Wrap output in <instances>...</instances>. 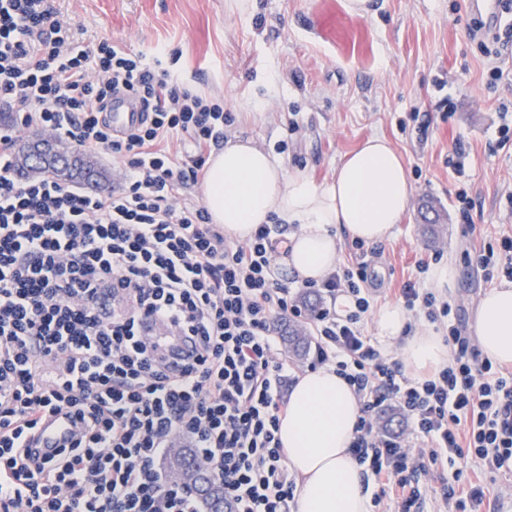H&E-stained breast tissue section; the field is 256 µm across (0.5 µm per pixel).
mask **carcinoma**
Here are the masks:
<instances>
[{"label": "carcinoma", "instance_id": "obj_1", "mask_svg": "<svg viewBox=\"0 0 512 512\" xmlns=\"http://www.w3.org/2000/svg\"><path fill=\"white\" fill-rule=\"evenodd\" d=\"M34 149L36 146L33 145L18 151L13 172L20 180L52 179L96 190L107 181L103 170L78 153L70 158L46 156L36 163L25 162V157ZM284 339L297 354L302 353L308 344L307 334L299 325L288 326V335ZM171 466L183 475L184 482L193 485V492L202 500L204 512L231 510L230 504L224 501V491L217 483L210 464L201 454L190 448L178 449L171 456Z\"/></svg>", "mask_w": 512, "mask_h": 512}]
</instances>
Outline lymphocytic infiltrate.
I'll use <instances>...</instances> for the list:
<instances>
[{
  "label": "lymphocytic infiltrate",
  "mask_w": 512,
  "mask_h": 512,
  "mask_svg": "<svg viewBox=\"0 0 512 512\" xmlns=\"http://www.w3.org/2000/svg\"><path fill=\"white\" fill-rule=\"evenodd\" d=\"M121 91L147 118L118 138L104 110ZM0 104L14 115L0 130V512H203L162 467L176 447L208 458L232 512H294L279 326L303 315L314 326L308 369L333 367L358 399L349 453L375 502L424 512L425 479L445 501L498 512L479 477L441 474L459 459L512 476V372L480 356L448 300L415 280L400 288L452 350L450 364L408 377L363 331L374 303L364 265L288 284L276 274L278 225L238 241L203 205L181 202L234 122L223 102L191 92L159 57L106 40L75 46L53 0H0ZM31 126L111 153L124 186L93 194L16 179L14 133ZM307 295L322 307L304 310ZM149 319L190 339L194 356L174 359L146 333ZM63 410L82 432L36 464L27 436ZM388 410L401 430L383 424Z\"/></svg>",
  "instance_id": "f902f5d3"
}]
</instances>
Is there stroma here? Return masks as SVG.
<instances>
[{
    "label": "stroma",
    "instance_id": "35a3bbf8",
    "mask_svg": "<svg viewBox=\"0 0 512 512\" xmlns=\"http://www.w3.org/2000/svg\"><path fill=\"white\" fill-rule=\"evenodd\" d=\"M79 46L109 39L135 52H176L185 86L233 113L230 133L278 153L286 171L330 177L369 136L402 154L414 188L393 235L356 249L342 238L339 265L365 264L377 304L435 257L452 263L447 294L473 328L477 304L499 286L477 262L512 236V139L497 135L498 106L512 81L489 84L484 43L467 0H371L352 16L346 0H56ZM253 102L263 112L248 111ZM470 154L465 175L448 166L455 146ZM473 204L460 213L458 189ZM433 204L440 230L424 231Z\"/></svg>",
    "mask_w": 512,
    "mask_h": 512
}]
</instances>
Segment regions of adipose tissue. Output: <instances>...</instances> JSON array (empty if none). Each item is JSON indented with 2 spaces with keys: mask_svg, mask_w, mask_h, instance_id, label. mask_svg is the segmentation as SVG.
Wrapping results in <instances>:
<instances>
[{
  "mask_svg": "<svg viewBox=\"0 0 512 512\" xmlns=\"http://www.w3.org/2000/svg\"><path fill=\"white\" fill-rule=\"evenodd\" d=\"M203 201L212 223L228 236L250 238L256 225H294L285 263L301 280L321 281L335 271L340 233L374 243L400 224L413 197L402 155L372 136L346 156L332 179L315 183L302 171L285 174L281 162L248 140L229 141L205 164ZM408 316L396 303L374 313L378 336L401 342L407 371L421 375L448 364L451 353L441 335L424 326L406 334ZM475 333L482 353L512 364V282L501 283L479 300ZM359 416L350 385L333 368L299 375L289 394L279 436L296 477L298 512H369L370 495L348 454Z\"/></svg>",
  "mask_w": 512,
  "mask_h": 512,
  "instance_id": "1",
  "label": "adipose tissue"
}]
</instances>
